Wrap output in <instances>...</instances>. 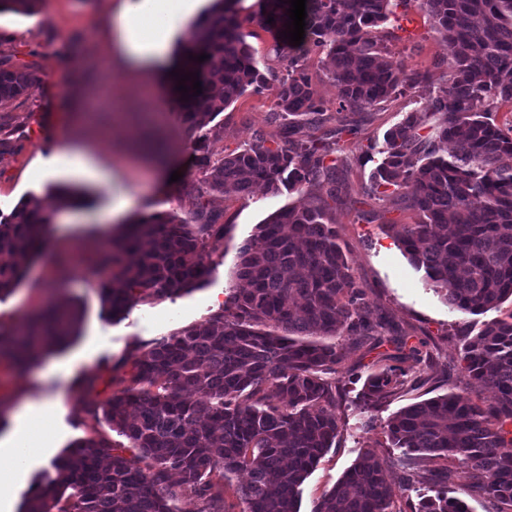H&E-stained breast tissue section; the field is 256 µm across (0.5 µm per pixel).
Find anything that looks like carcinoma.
Returning <instances> with one entry per match:
<instances>
[{
	"label": "carcinoma",
	"mask_w": 512,
	"mask_h": 512,
	"mask_svg": "<svg viewBox=\"0 0 512 512\" xmlns=\"http://www.w3.org/2000/svg\"><path fill=\"white\" fill-rule=\"evenodd\" d=\"M39 0H0V14H30ZM240 0H212L180 49L179 75L199 73L185 122L207 127L248 92L271 91L280 122L272 143L258 131L239 150L213 158L208 136L195 143L192 161L206 190L249 197L261 185L302 192L314 201L285 207L256 225L240 250L236 277L217 311L202 322L164 336L142 355L130 354L84 382L104 385L106 396L86 409L124 438L73 442L57 460L55 475H39L25 512H180L189 499L197 512H227L224 480L238 473L246 512H299L301 486L340 433L333 377L344 348L328 337L346 336L354 348L365 338L384 343L397 362L367 376L353 403L377 409L411 380L399 364L432 359L428 342L375 316L355 281L339 242L331 203L341 192L336 145L357 135L363 115L407 91L421 106L383 137L381 163L368 195L397 196L416 212L414 224H388L398 247L424 273L429 287L453 309L481 315L512 299V125L494 113L512 107V0H420L448 55L430 71H408L392 60L376 27L393 14L392 0H307L304 40L280 38L273 50L281 75L256 65L241 32ZM290 4L258 0L265 30H286ZM274 17L268 22V17ZM325 55L336 86V112L313 88L304 67L308 54ZM209 55L199 63L190 56ZM31 73L0 61V106L24 95ZM318 139L308 135L331 122ZM452 147L440 154V145ZM55 209L86 208L88 192L51 188ZM195 223L166 212L126 223L96 255L93 268L109 271L99 284L102 311L119 321L140 301L172 299L204 284L210 255L224 237L220 215L196 204ZM52 211L28 198L0 219V299L42 254ZM81 309L65 303L29 317L24 329L0 336V355L30 364L38 347L66 342ZM462 371L489 396L474 402L465 391L401 408L382 426L389 447L400 450L403 481L420 478L414 512H470L466 498L488 499L512 512V312L459 338ZM124 383L112 390L115 381ZM440 460L443 467L436 466ZM459 479L460 497L437 489ZM393 492L384 463L366 450L316 505L314 512H392Z\"/></svg>",
	"instance_id": "carcinoma-1"
}]
</instances>
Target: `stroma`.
Returning <instances> with one entry per match:
<instances>
[{
	"mask_svg": "<svg viewBox=\"0 0 512 512\" xmlns=\"http://www.w3.org/2000/svg\"><path fill=\"white\" fill-rule=\"evenodd\" d=\"M114 5L115 0H41L34 14L0 15V58L34 75L24 96L0 107V139L11 147L0 155V215H8L32 196L44 207H51L48 191L57 184L83 188L94 198L91 207L67 210L64 222H52L45 256L33 262L31 274L0 300V331L4 333L53 301L74 299L84 307L79 335L47 353L61 365L76 366V383H64L55 375L38 377L33 368L17 371L8 359L0 357V422L9 423L14 407L26 395H63V406L45 428L50 451L57 455L78 439L112 434L106 423L95 422L85 413L86 396L79 381L100 374L105 364L128 353L146 351L153 339L201 322L216 311L230 289L242 285L235 276L239 251L256 225L303 199L296 192L272 194L260 186L247 198L206 194L192 168L168 187H157L155 165L142 155L127 153L126 139L139 135L142 124L155 126L178 165L190 157L198 133L181 121L170 86L171 65H162L155 72L137 71L113 45ZM241 6V30L258 67L280 73L272 51L277 32L262 29L254 20L257 0H242ZM409 12L418 18L413 33L400 31L394 18L379 30L394 34L387 43L394 61L416 71L432 69L435 61L446 56V44L425 13L414 6ZM417 106V96L407 93L366 113L360 132L345 142L341 153L345 190L333 207V218L357 284L380 312L426 339L433 360L425 369L423 385L403 391L380 410L363 411L349 398H340L341 431L303 484L300 512H312L318 500L369 448L384 461L396 508L407 512L417 495L401 481L398 453L385 445L384 421L406 405L453 390L467 389L475 399L485 395L480 384L468 380L457 368V335L478 332L483 316L465 315L449 307L426 286L422 272L387 232V225L414 223L416 213L404 209L396 199L379 201L366 194L379 159L371 144L382 143L385 131ZM274 107V96L267 91L245 95L217 116L209 135L215 157L235 151L257 130L268 140L279 139L280 126L271 118ZM68 146L83 151L96 167L119 176L135 193L137 202L129 216L166 211L189 221L199 200L220 213L226 233L211 255L212 272L204 286L173 299L138 303L118 322L102 317L99 276L92 270L89 256L105 230L97 218L112 209L106 184L62 166L49 168L40 180L30 176L33 167L46 165ZM366 212L371 215L367 221L362 218Z\"/></svg>",
	"mask_w": 512,
	"mask_h": 512,
	"instance_id": "stroma-1",
	"label": "stroma"
}]
</instances>
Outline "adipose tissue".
Instances as JSON below:
<instances>
[{
  "label": "adipose tissue",
  "mask_w": 512,
  "mask_h": 512,
  "mask_svg": "<svg viewBox=\"0 0 512 512\" xmlns=\"http://www.w3.org/2000/svg\"><path fill=\"white\" fill-rule=\"evenodd\" d=\"M193 13L194 0H117L111 39L131 62L159 65L166 59L174 33L191 22ZM61 403L58 397H24L13 410L12 430L0 436V456L51 464V453L28 436L41 430Z\"/></svg>",
  "instance_id": "ef3b65f1"
}]
</instances>
